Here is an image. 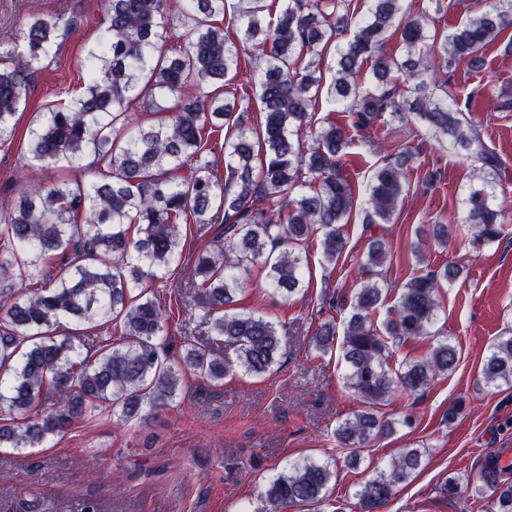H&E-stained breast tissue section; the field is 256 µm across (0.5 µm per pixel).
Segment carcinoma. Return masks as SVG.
<instances>
[{"mask_svg": "<svg viewBox=\"0 0 512 512\" xmlns=\"http://www.w3.org/2000/svg\"><path fill=\"white\" fill-rule=\"evenodd\" d=\"M104 0L105 41L88 55L84 90L69 102L35 113L28 149L48 164L74 168L92 155L104 163L99 177L61 180L20 193L0 217V448H34L69 430L74 420L108 408L121 422L137 420L145 406L160 408L175 398L181 370L212 382L224 380V360L215 348L236 347L245 371L261 376L282 349L276 325L253 312L234 311L236 295L251 269L266 270V283L285 299L304 283L297 245L322 233L323 258L336 263L346 246L342 232L355 206L344 175L349 129L367 130L385 114L414 116L427 134L447 137L463 157L506 173L505 162L486 147L481 132L459 101L430 92L423 75L466 61L480 65V51L512 27V0H482L484 6L438 46L428 44L432 18L405 15L404 0H368L354 20L352 0ZM235 22L224 25V19ZM355 26L344 44L333 38ZM397 27L406 54L395 59L383 49ZM58 22L34 17L24 32L25 63L0 56V144L14 140L15 116L29 98L26 72L43 67L57 42ZM252 51L242 62L241 48ZM334 52L335 75L323 82L324 55ZM373 87L362 89L366 77ZM416 83L405 96L398 77ZM208 86L211 91H203ZM196 89L191 94L188 89ZM264 121L248 125L250 90ZM349 113L351 128L333 121L303 134L319 94ZM171 105L162 107L158 98ZM162 115L127 131L132 107ZM224 146L226 175L208 159ZM411 155L389 154L369 185L366 222L388 224L403 195ZM463 199L464 221L474 228L473 244L505 236L503 210L485 188L486 179ZM226 224L227 243L195 259L190 288L206 314L210 335H191L175 361L159 347L163 313L144 286L161 279L183 256L181 226L197 230ZM384 241L375 239L362 272L375 276L387 261ZM462 266L439 270L406 283L387 310L384 331L374 325L383 303L377 282L355 295L341 343L349 387L366 409L335 431L336 447L356 448L393 431L372 409L395 392L416 394L458 363L455 345L438 341L419 359H402L389 371L393 347L429 335L440 307L438 291L455 281ZM67 319L77 332L59 335ZM119 322L127 344L95 331ZM336 325L324 322L311 336L327 352ZM486 382L512 385V335L501 336L485 358ZM422 453L405 448L387 469L356 491L359 512H381L397 485L421 466ZM495 458L484 465L483 486L493 495L492 512H512V481H503ZM332 472L307 462L276 478L267 489L274 512L326 500Z\"/></svg>", "mask_w": 512, "mask_h": 512, "instance_id": "obj_1", "label": "carcinoma"}]
</instances>
